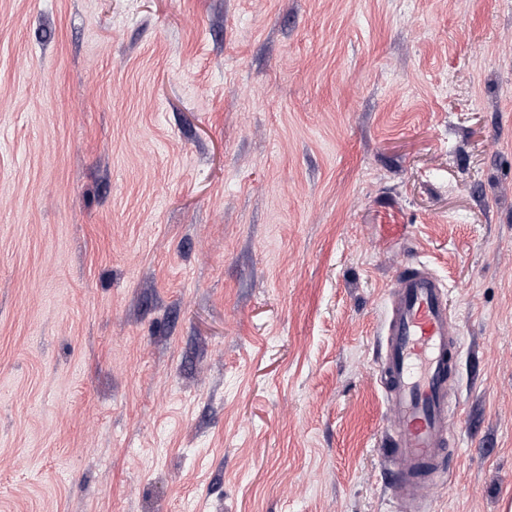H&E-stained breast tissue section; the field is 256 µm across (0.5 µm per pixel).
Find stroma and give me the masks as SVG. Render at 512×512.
<instances>
[{
	"label": "stroma",
	"mask_w": 512,
	"mask_h": 512,
	"mask_svg": "<svg viewBox=\"0 0 512 512\" xmlns=\"http://www.w3.org/2000/svg\"><path fill=\"white\" fill-rule=\"evenodd\" d=\"M413 258L512 512V0H0V512H391Z\"/></svg>",
	"instance_id": "1"
}]
</instances>
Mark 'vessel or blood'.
<instances>
[{
    "instance_id": "obj_1",
    "label": "vessel or blood",
    "mask_w": 512,
    "mask_h": 512,
    "mask_svg": "<svg viewBox=\"0 0 512 512\" xmlns=\"http://www.w3.org/2000/svg\"><path fill=\"white\" fill-rule=\"evenodd\" d=\"M459 361L446 289L424 262H409L386 293L378 356L391 411L380 460L395 512H428L457 464L448 422Z\"/></svg>"
}]
</instances>
